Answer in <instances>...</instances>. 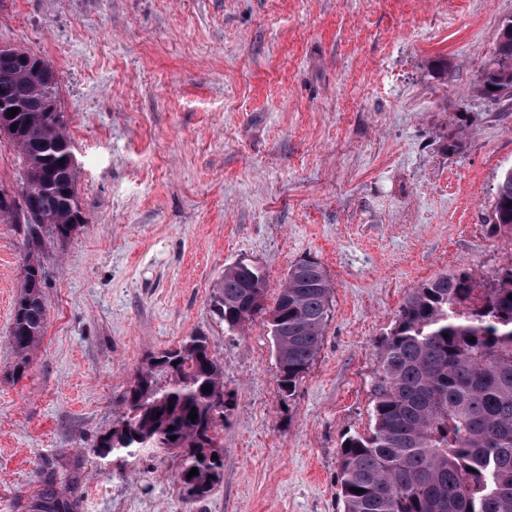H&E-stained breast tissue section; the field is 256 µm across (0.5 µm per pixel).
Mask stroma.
<instances>
[{"mask_svg":"<svg viewBox=\"0 0 512 512\" xmlns=\"http://www.w3.org/2000/svg\"><path fill=\"white\" fill-rule=\"evenodd\" d=\"M512 0H0V46L57 73L85 224L40 254L44 335L8 338L25 244L0 219V512H342L339 448L368 432L380 342L408 292L492 286L512 236L488 206L512 103L477 90ZM316 258L323 347L282 397L269 330L214 314L246 259L276 296ZM207 336L224 368V475L183 499L174 454H94L150 356Z\"/></svg>","mask_w":512,"mask_h":512,"instance_id":"stroma-1","label":"stroma"}]
</instances>
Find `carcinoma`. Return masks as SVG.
I'll return each instance as SVG.
<instances>
[{
  "mask_svg": "<svg viewBox=\"0 0 512 512\" xmlns=\"http://www.w3.org/2000/svg\"><path fill=\"white\" fill-rule=\"evenodd\" d=\"M0 53L7 79L26 105L12 143L21 154L22 183H41L36 213L15 207L11 219L25 236L24 283L14 303L9 344L15 370L43 337L47 321L40 261L43 238L64 242L73 218L77 168L60 162L67 139L58 85L32 79L24 57ZM478 87L512 99V36H499L493 60L479 72ZM496 232L512 234V169L489 205ZM334 285L328 276L292 265L273 305L267 276L234 263L215 285L212 306L230 331L260 319L277 353L276 384L293 395L321 351ZM512 267L491 288H480L466 269L442 273L412 289L380 344L373 428L340 444L342 512H512ZM167 383L158 385L156 376ZM212 391H205V387ZM129 415L99 437L97 447L127 458L175 452L176 484L198 487L190 502L205 499L222 479L224 369L205 336H187L152 357L126 392ZM197 414L190 420L191 414ZM198 474L190 477L192 468ZM363 492L356 493L354 489ZM42 512H69L55 492L41 494Z\"/></svg>",
  "mask_w": 512,
  "mask_h": 512,
  "instance_id": "obj_1",
  "label": "carcinoma"
}]
</instances>
